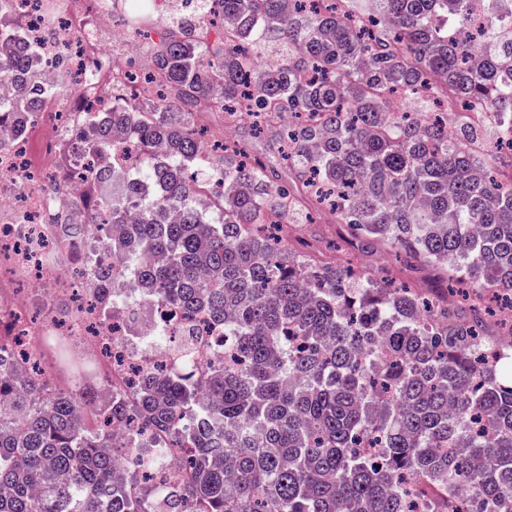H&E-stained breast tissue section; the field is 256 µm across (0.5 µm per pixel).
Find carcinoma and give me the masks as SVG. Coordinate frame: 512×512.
<instances>
[{
  "label": "carcinoma",
  "instance_id": "carcinoma-1",
  "mask_svg": "<svg viewBox=\"0 0 512 512\" xmlns=\"http://www.w3.org/2000/svg\"><path fill=\"white\" fill-rule=\"evenodd\" d=\"M213 1L221 46L187 21L165 27L148 47L155 97L118 92L63 132L64 176L93 177L56 221L73 234L96 224L102 248L137 252L130 288L188 327H224L231 350L200 379L187 346L140 368L131 398L101 402L85 371L60 391L0 345V512H148L155 499L165 512H452L463 487L466 512H512V350L475 361L494 344L481 309L295 256L274 229L294 223L296 199L259 161L224 151L207 178L218 207L199 206L189 173L206 151L197 113L242 99L256 116L288 112L292 126L256 120L250 134L336 223L512 304V183L494 175L512 167V32L490 21L497 45L477 56L448 28L465 27L469 0H338L327 13L198 0L200 14ZM259 44L282 47L274 68L245 61ZM41 69L26 25L0 12V151L26 137L46 94L72 92L62 74L46 88ZM401 89L426 90L418 102L440 111L391 120ZM448 100L495 112L501 143L477 155L469 134L448 138ZM305 112L320 123L298 121ZM124 133L142 160L115 182L87 161ZM114 423L167 436L188 478L152 483L166 448L145 458L135 433L111 448Z\"/></svg>",
  "mask_w": 512,
  "mask_h": 512
}]
</instances>
